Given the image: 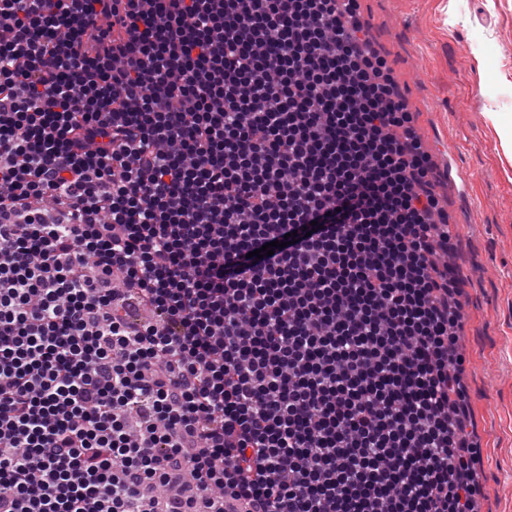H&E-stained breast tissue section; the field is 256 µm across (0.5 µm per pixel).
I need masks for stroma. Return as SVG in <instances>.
<instances>
[{
    "label": "stroma",
    "instance_id": "1",
    "mask_svg": "<svg viewBox=\"0 0 512 512\" xmlns=\"http://www.w3.org/2000/svg\"><path fill=\"white\" fill-rule=\"evenodd\" d=\"M448 200L481 512H512V0H361Z\"/></svg>",
    "mask_w": 512,
    "mask_h": 512
}]
</instances>
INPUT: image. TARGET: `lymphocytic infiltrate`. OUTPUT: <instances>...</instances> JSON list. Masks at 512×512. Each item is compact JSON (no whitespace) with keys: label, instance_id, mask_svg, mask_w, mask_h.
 <instances>
[{"label":"lymphocytic infiltrate","instance_id":"lymphocytic-infiltrate-1","mask_svg":"<svg viewBox=\"0 0 512 512\" xmlns=\"http://www.w3.org/2000/svg\"><path fill=\"white\" fill-rule=\"evenodd\" d=\"M359 8L0 0V512H153L186 464L167 512H479L448 217Z\"/></svg>","mask_w":512,"mask_h":512}]
</instances>
